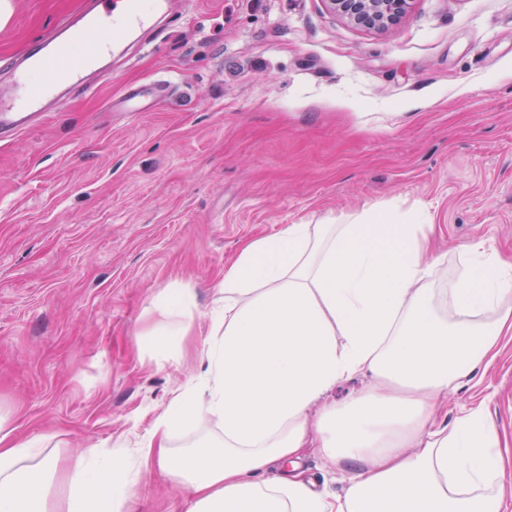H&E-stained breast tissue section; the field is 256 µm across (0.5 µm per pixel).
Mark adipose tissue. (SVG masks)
I'll return each mask as SVG.
<instances>
[{
	"instance_id": "ef3b65f1",
	"label": "adipose tissue",
	"mask_w": 512,
	"mask_h": 512,
	"mask_svg": "<svg viewBox=\"0 0 512 512\" xmlns=\"http://www.w3.org/2000/svg\"><path fill=\"white\" fill-rule=\"evenodd\" d=\"M427 229L423 213L372 207L245 243L210 313L204 373L130 458L87 448L65 460L47 439L0 429V512H129L149 461L189 491L188 512H502L507 480L484 406L449 426L436 418L512 335V262L475 243L438 292ZM153 307L151 345L192 330L190 292ZM358 377L371 388L331 399ZM311 448L351 464L343 493L313 492L295 471ZM64 476L70 492L51 502Z\"/></svg>"
}]
</instances>
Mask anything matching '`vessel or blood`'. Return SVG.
<instances>
[{
	"mask_svg": "<svg viewBox=\"0 0 512 512\" xmlns=\"http://www.w3.org/2000/svg\"><path fill=\"white\" fill-rule=\"evenodd\" d=\"M91 2V9L48 33L0 81L1 135L23 132L68 93L91 91L109 79L112 57L173 11V0ZM32 71L40 81H30Z\"/></svg>",
	"mask_w": 512,
	"mask_h": 512,
	"instance_id": "1",
	"label": "vessel or blood"
}]
</instances>
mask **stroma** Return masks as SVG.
I'll use <instances>...</instances> for the list:
<instances>
[{
    "label": "stroma",
    "instance_id": "1",
    "mask_svg": "<svg viewBox=\"0 0 512 512\" xmlns=\"http://www.w3.org/2000/svg\"><path fill=\"white\" fill-rule=\"evenodd\" d=\"M83 2L12 0L0 68ZM370 206L428 215L437 288L473 243L512 261V0H410L381 29L329 0H177L95 92L0 142V420L67 456L122 455L200 376L240 247ZM176 288L195 323L168 359L141 335ZM480 403L512 479V341L443 419ZM187 508L142 472L131 512Z\"/></svg>",
    "mask_w": 512,
    "mask_h": 512
}]
</instances>
